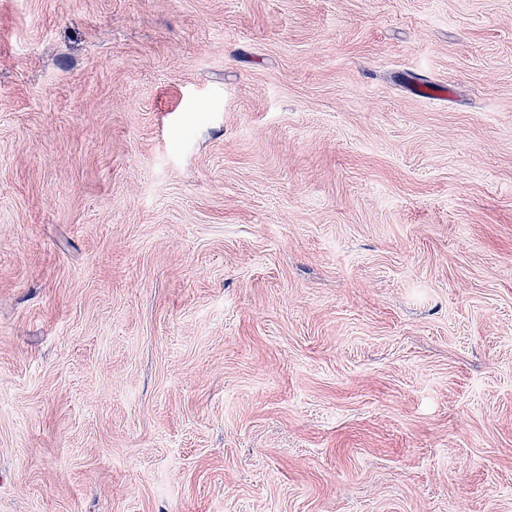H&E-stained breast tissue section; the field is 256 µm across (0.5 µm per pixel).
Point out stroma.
I'll return each instance as SVG.
<instances>
[{"mask_svg": "<svg viewBox=\"0 0 512 512\" xmlns=\"http://www.w3.org/2000/svg\"><path fill=\"white\" fill-rule=\"evenodd\" d=\"M0 512H512V0H0Z\"/></svg>", "mask_w": 512, "mask_h": 512, "instance_id": "35a3bbf8", "label": "stroma"}]
</instances>
